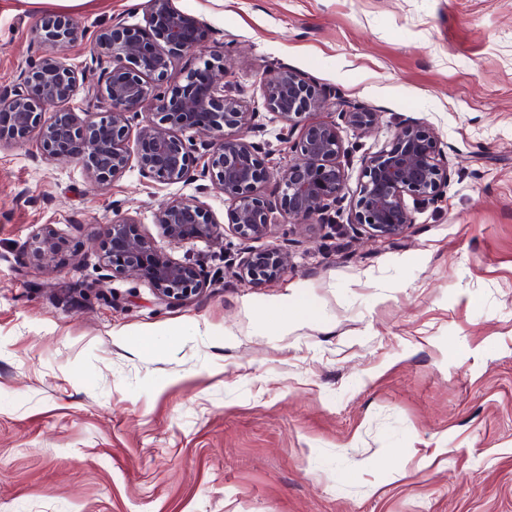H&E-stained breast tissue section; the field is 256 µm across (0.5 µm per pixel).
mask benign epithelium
Wrapping results in <instances>:
<instances>
[{"mask_svg": "<svg viewBox=\"0 0 512 512\" xmlns=\"http://www.w3.org/2000/svg\"><path fill=\"white\" fill-rule=\"evenodd\" d=\"M84 36L76 20L59 14L44 17L34 31L37 41L58 50ZM200 44L196 20L173 7L172 0H150L145 26L129 28L117 18L95 37L92 60L102 76L88 93L100 112L60 109L51 120L43 119L44 106L69 102L80 82L79 70L59 56H46L11 87L0 89V133L25 139L38 132L41 157L83 163L90 182L99 187L122 177L134 158L143 177L154 182L207 180L229 203L228 226L242 241L267 237L282 213L301 231L313 219L334 223L332 213L345 198L336 122L305 125L293 145L295 160L274 176L281 195L263 197L260 184L272 176L258 158L260 143L243 134L256 128L258 113L247 110L230 63L211 55L185 76V83L169 82L174 60ZM263 85L267 110L285 124V141L292 138L297 118L327 107V94L286 66L270 71ZM143 112L152 118L135 123ZM341 118L362 131L378 123L375 112L346 111ZM200 149L207 159L198 170L194 153ZM444 157L432 128L412 123L399 127L389 148L363 161L349 223L364 227L372 241L403 235L414 223L413 209L442 198L449 177ZM155 223L175 243L213 240L219 234L208 209L194 199L166 202ZM103 235L102 262L113 273L148 282L161 299L188 301L203 292L199 270L137 233L130 219L116 216ZM31 249L46 268L57 266L52 225H41ZM291 265V254L280 246L250 249L239 258L236 274L258 285L281 277Z\"/></svg>", "mask_w": 512, "mask_h": 512, "instance_id": "7a95c632", "label": "benign epithelium"}]
</instances>
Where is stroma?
I'll return each instance as SVG.
<instances>
[{"instance_id":"35a3bbf8","label":"stroma","mask_w":512,"mask_h":512,"mask_svg":"<svg viewBox=\"0 0 512 512\" xmlns=\"http://www.w3.org/2000/svg\"><path fill=\"white\" fill-rule=\"evenodd\" d=\"M220 53L262 127L269 171L295 157L263 79L297 70L335 94L345 194L365 158L408 123L435 129L450 179L403 235L366 240L347 212L249 243L174 244L156 211L178 197L227 222L202 181L163 185L138 165L108 186L82 163L41 159L37 135L0 140V512H512V0H173ZM148 0H90L68 47L83 70L68 106L88 112L91 36ZM51 0H0V87L49 54L31 35ZM201 50V51H202ZM378 113L371 132L340 105ZM132 219L206 283L161 300L101 261L102 227ZM53 225L62 260L30 244ZM288 248L255 285L230 262ZM314 315L258 325L274 302Z\"/></svg>"}]
</instances>
